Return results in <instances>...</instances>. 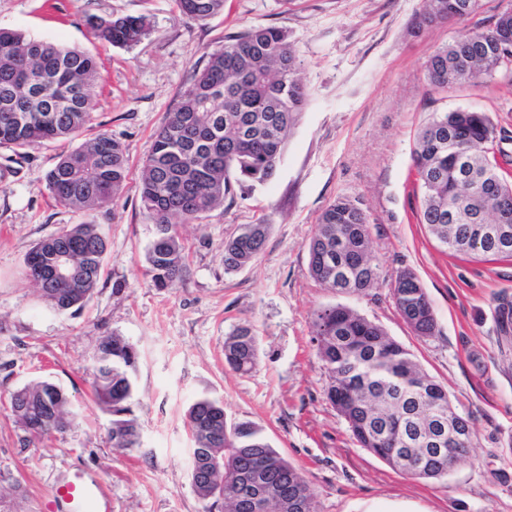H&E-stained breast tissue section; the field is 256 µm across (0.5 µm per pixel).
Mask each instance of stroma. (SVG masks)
Here are the masks:
<instances>
[{
    "mask_svg": "<svg viewBox=\"0 0 512 512\" xmlns=\"http://www.w3.org/2000/svg\"><path fill=\"white\" fill-rule=\"evenodd\" d=\"M465 20L411 32L423 0H225L204 23L175 0H0V29L95 55L101 96L92 130L125 149L130 176L120 198L83 215L59 205L44 176L77 147L60 138L18 156L0 147V507L44 512L51 486L82 470L104 483L112 512H203L191 479L190 406L218 401L227 423L256 425L298 468L318 512H512V332L495 310L512 302V259L441 248L418 221L410 150L431 113L485 110L512 156V92L496 81L430 93L425 63L454 36L488 24L501 0H480ZM144 15L151 31L137 46L95 40L91 15ZM253 27L286 29L297 50L307 101L273 177L246 187L202 222L183 224L181 281L154 287L146 249L153 226L140 202V174L153 136L207 54L225 36ZM370 217L379 284L363 293L323 288L309 270L308 242L336 199ZM107 239L103 273L80 309L55 311L24 275L40 240L82 221ZM269 224L254 263L229 272L224 243L242 227ZM418 276L437 333L416 336L399 315L391 282ZM347 306L381 325L424 371L442 382L474 431L468 458L438 480L392 469L361 448L327 400L329 378L314 341L313 314ZM252 324L254 369L224 363V339ZM117 333L137 353L133 416L139 447L113 448L112 417L95 402L99 337ZM55 384L75 420L64 434L32 438L11 415V393L31 381Z\"/></svg>",
    "mask_w": 512,
    "mask_h": 512,
    "instance_id": "1",
    "label": "stroma"
}]
</instances>
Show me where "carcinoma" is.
<instances>
[{
    "mask_svg": "<svg viewBox=\"0 0 512 512\" xmlns=\"http://www.w3.org/2000/svg\"><path fill=\"white\" fill-rule=\"evenodd\" d=\"M180 13L202 23L224 11V0H175ZM414 17L419 27L437 3L446 6L441 23L461 13V0H424ZM94 38L129 48L150 32L139 16H92ZM512 10L497 13L490 25L452 38L426 62L429 86L437 93L465 86L479 77L512 86ZM100 94L98 65L77 49L0 29V146L26 149L58 138H76L91 123ZM298 77L297 52L288 32L258 27L228 36L209 53L173 112L154 134L141 170V207L153 224L146 251L147 273L157 288L179 281L185 248L178 225L196 223L224 205L237 191L269 180L306 104ZM496 126L487 112L457 109L434 112L413 138L411 158L420 182L419 223L446 250L512 258L508 241L484 229L512 225V182L496 170ZM128 177L123 145L106 133L81 142L62 155L45 176L55 200L75 211L107 206L119 199ZM499 180L493 196L484 186ZM269 225L247 224L224 242V267L249 266L263 250ZM107 249L100 226L72 224L36 243L25 259L26 276L58 312L82 307L96 288ZM69 254L73 274L56 280L50 263ZM309 268L321 285L341 293L376 287L379 265L369 238V217L357 203L340 198L321 214L308 243ZM392 298L406 324L419 336L436 335L431 301L410 269L397 273ZM319 356L328 374L326 397L345 419L355 441L392 469L437 479L470 453L472 427L457 412L448 390L425 373L411 353L378 324L342 306L315 312ZM258 341L249 324L224 340V362L247 374L257 362ZM137 355L122 337L102 336L97 346L93 392L112 413V447L139 446L130 414ZM16 422L35 438L65 433L74 415L65 393L47 381L27 384L10 396ZM194 448L191 478L204 512H265L252 499L249 473L265 470L267 488L278 499L274 512H317L314 493L301 473L250 422L224 425V407L207 398L188 411ZM224 458V474L205 470L206 460Z\"/></svg>",
    "mask_w": 512,
    "mask_h": 512,
    "instance_id": "1",
    "label": "carcinoma"
}]
</instances>
